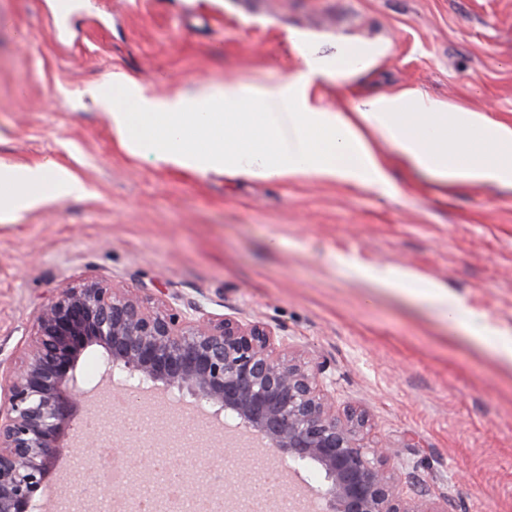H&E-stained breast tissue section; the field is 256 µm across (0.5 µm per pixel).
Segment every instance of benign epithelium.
<instances>
[{
    "mask_svg": "<svg viewBox=\"0 0 512 512\" xmlns=\"http://www.w3.org/2000/svg\"><path fill=\"white\" fill-rule=\"evenodd\" d=\"M168 312L128 288L103 281L66 286L47 297L10 362L0 360V512H41L58 433L81 395L79 351L100 347L106 371L176 389L200 409L230 412L280 459L313 461L324 476L321 512H440L427 480L401 487L388 445L365 442V419L337 408L326 366L292 356L260 324L206 313L197 301ZM188 491L211 493V477L170 460ZM152 472L135 469L114 493L138 498Z\"/></svg>",
    "mask_w": 512,
    "mask_h": 512,
    "instance_id": "obj_1",
    "label": "benign epithelium"
}]
</instances>
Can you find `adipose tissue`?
I'll return each mask as SVG.
<instances>
[{
	"instance_id": "1",
	"label": "adipose tissue",
	"mask_w": 512,
	"mask_h": 512,
	"mask_svg": "<svg viewBox=\"0 0 512 512\" xmlns=\"http://www.w3.org/2000/svg\"><path fill=\"white\" fill-rule=\"evenodd\" d=\"M367 67L309 61L296 81L256 90L200 86L161 98L131 82L122 102L103 85L89 94L130 153L202 174H304L384 194L393 184L390 149L445 191L465 184L512 188L510 125L480 112L447 111L410 91L361 99L348 112L312 107L301 92L331 71L355 77ZM47 192L66 200L83 195L85 186L54 166L0 167V218L35 207Z\"/></svg>"
}]
</instances>
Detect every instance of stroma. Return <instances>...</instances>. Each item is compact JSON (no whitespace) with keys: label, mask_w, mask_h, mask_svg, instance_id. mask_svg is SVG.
<instances>
[{"label":"stroma","mask_w":512,"mask_h":512,"mask_svg":"<svg viewBox=\"0 0 512 512\" xmlns=\"http://www.w3.org/2000/svg\"><path fill=\"white\" fill-rule=\"evenodd\" d=\"M54 0H0V165L62 167L83 196L42 202L0 221V358L15 353L37 305L54 289L104 281L148 303L263 324L292 351L327 364L339 403L363 411L368 442L419 467L440 512H512V370L463 339L425 300L357 279L353 266L445 286L481 317L491 341L512 337V190L463 185L442 196L430 178L393 161V188L305 176L280 180L198 174L129 153L89 98L94 85L131 80L167 97L197 85L258 89L297 78L305 61L376 53L357 78L335 74L305 89L331 112L359 97L417 90L448 111L512 125V0H82L51 36ZM100 348L83 350L85 391L59 430L47 512L75 490L72 441L111 400ZM184 399L142 387L137 409L113 411L98 446L223 450L224 476L266 457L234 427L212 421L174 436L153 420L126 423ZM281 494L313 512L314 463H283Z\"/></svg>","instance_id":"1"}]
</instances>
